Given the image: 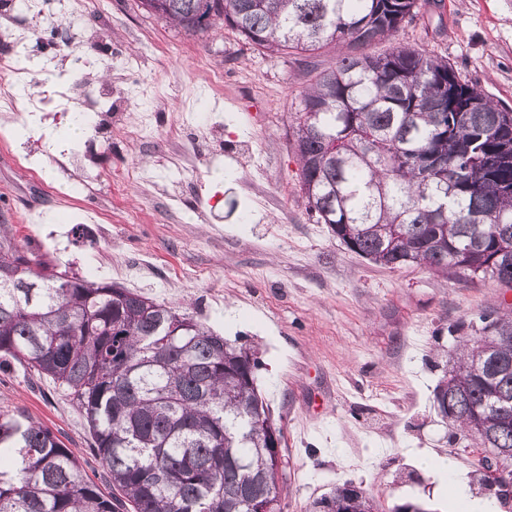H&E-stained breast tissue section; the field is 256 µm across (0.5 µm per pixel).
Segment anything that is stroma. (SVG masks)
<instances>
[{
  "instance_id": "1",
  "label": "stroma",
  "mask_w": 512,
  "mask_h": 512,
  "mask_svg": "<svg viewBox=\"0 0 512 512\" xmlns=\"http://www.w3.org/2000/svg\"><path fill=\"white\" fill-rule=\"evenodd\" d=\"M0 0V225L59 269L183 305L255 350L257 388L283 431L284 512L350 482L378 512L439 500L419 455L470 474L475 442L433 398L461 328L512 305L489 279L384 268L351 253L307 211L292 117L336 48L263 54L229 27L191 35L140 0ZM378 53L408 44L448 59L512 109V0H420ZM88 131L64 150L75 112ZM41 127L26 131V114ZM111 173V182L100 176ZM0 410L42 421L103 492L112 484L84 417L61 389L0 370Z\"/></svg>"
}]
</instances>
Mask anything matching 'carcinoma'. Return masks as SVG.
<instances>
[{
	"instance_id": "cac0c4a2",
	"label": "carcinoma",
	"mask_w": 512,
	"mask_h": 512,
	"mask_svg": "<svg viewBox=\"0 0 512 512\" xmlns=\"http://www.w3.org/2000/svg\"><path fill=\"white\" fill-rule=\"evenodd\" d=\"M186 32L204 8L252 48L336 67L303 91L293 146L316 222L391 269L462 270L512 285V112L443 58L370 52L413 19L418 0H141ZM439 153L427 175L419 159ZM458 337L434 401L480 429L512 470V315L480 316ZM20 364L63 388L85 417L112 494L85 477L45 424L0 412V512H283L288 461L244 345L176 306L53 268L0 236V369ZM338 487L311 512H375Z\"/></svg>"
}]
</instances>
